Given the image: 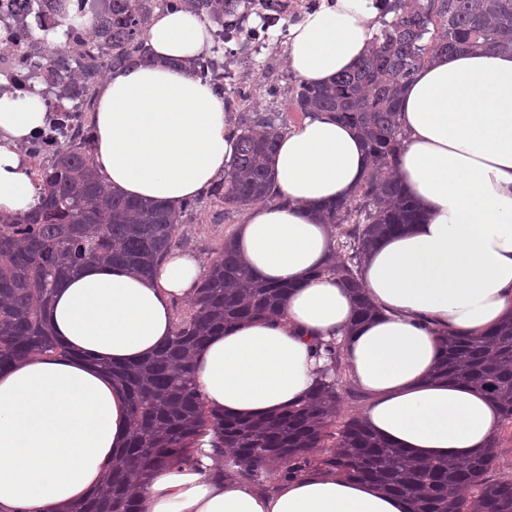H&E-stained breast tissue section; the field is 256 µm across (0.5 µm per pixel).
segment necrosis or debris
<instances>
[{"instance_id":"4bbe7bcc","label":"necrosis or debris","mask_w":512,"mask_h":512,"mask_svg":"<svg viewBox=\"0 0 512 512\" xmlns=\"http://www.w3.org/2000/svg\"><path fill=\"white\" fill-rule=\"evenodd\" d=\"M235 13L224 18V30L213 37L212 53L228 56L224 65L206 69L221 83L227 110L258 90L278 88L276 51L288 39L292 25L305 12L331 5L333 0H234ZM88 0H0V92L36 91L52 114L48 127L24 145L31 171L61 148L82 140L88 130L93 83L82 92L67 89L70 72L93 71L103 58L105 40H93L85 26L64 24L66 13L84 10ZM67 59L69 71L49 72L47 56Z\"/></svg>"}]
</instances>
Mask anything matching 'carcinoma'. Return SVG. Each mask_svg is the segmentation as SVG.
Wrapping results in <instances>:
<instances>
[{"label":"carcinoma","instance_id":"1","mask_svg":"<svg viewBox=\"0 0 512 512\" xmlns=\"http://www.w3.org/2000/svg\"><path fill=\"white\" fill-rule=\"evenodd\" d=\"M163 0H112V47L100 73L154 62L146 32ZM187 10L221 22L228 0H188ZM394 17L372 38V50L328 85L297 81L291 105L305 117L329 114L354 126L370 156L368 177L352 200L329 204L322 222L339 230L351 253L321 270L348 288L355 323L376 314L363 290L360 268L387 236L420 221L395 169L402 150L400 94L405 82L434 56L471 48H512V0H385ZM286 119L256 117L234 126L236 151L224 179L209 196L229 209L268 200L278 138ZM94 151L67 147L41 171L39 202L21 216L0 214V368L48 352L61 353L45 321L54 291L81 265H122L150 277L154 264L180 246L181 214L161 203L114 195L100 183ZM288 286L258 279L224 244L205 269L196 296L176 317L174 336L143 361L112 368L127 396L131 435L100 488L74 512H139L133 488L145 485L151 468L168 460L195 461L200 438L231 448L224 476L261 487L308 470L371 482L406 499L409 512H512V478L491 480L489 448L464 462L416 463L374 435L362 416L339 433L338 386L346 378L342 344H323L332 380L301 402L270 417L238 420L217 414L193 382L192 359L208 338L236 322L283 314ZM435 376L472 386L498 403L501 427L512 424V320L483 336L441 337Z\"/></svg>","mask_w":512,"mask_h":512}]
</instances>
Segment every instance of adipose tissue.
Returning a JSON list of instances; mask_svg holds the SVG:
<instances>
[{
	"label": "adipose tissue",
	"instance_id": "1",
	"mask_svg": "<svg viewBox=\"0 0 512 512\" xmlns=\"http://www.w3.org/2000/svg\"><path fill=\"white\" fill-rule=\"evenodd\" d=\"M371 0H335L289 30L299 80L331 81L367 55ZM158 63L111 73L92 115L105 187L173 208L206 193L234 153L224 100L188 62L211 45L185 10L147 31ZM50 120L39 94L0 96V212L39 200L21 146ZM405 147L396 169L425 214L366 258L363 287L378 313L350 327L345 288L321 276L335 239L316 210L351 199L369 171L357 131L317 116L284 133L272 201L255 205L233 242L262 279L288 285L285 314L211 336L194 359L206 405L236 419L274 415L321 380L319 343L343 342L347 375L368 397L370 430L412 459L463 461L501 426L483 392L431 374L440 334L485 333L512 315V51H459L418 69L401 97ZM202 275L175 250L144 279L87 264L58 288L45 318L68 355H34L0 371V512H71L100 486L130 435L110 366L140 361L174 333V305ZM142 512H408L376 485L308 471L262 491L219 462L173 461L138 490Z\"/></svg>",
	"mask_w": 512,
	"mask_h": 512
}]
</instances>
